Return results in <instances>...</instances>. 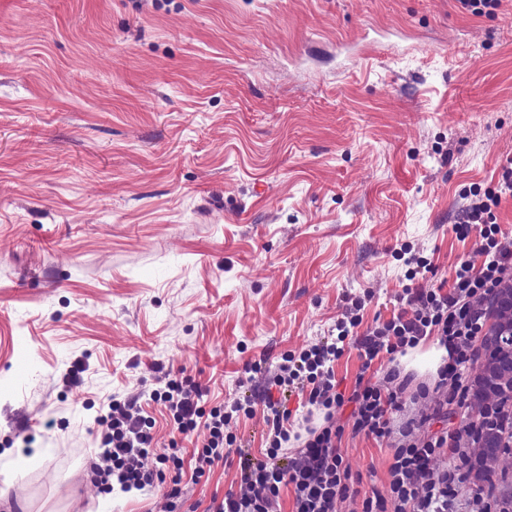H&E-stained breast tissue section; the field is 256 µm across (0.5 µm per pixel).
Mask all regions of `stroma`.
<instances>
[{
  "label": "stroma",
  "mask_w": 512,
  "mask_h": 512,
  "mask_svg": "<svg viewBox=\"0 0 512 512\" xmlns=\"http://www.w3.org/2000/svg\"><path fill=\"white\" fill-rule=\"evenodd\" d=\"M512 0H0V453L45 451L0 487L6 512H98L91 471L111 400L137 401L177 444L181 495L115 494L112 512H207L261 459L259 398L287 355L397 312L405 286L450 285L473 258L472 203L512 240ZM408 245L427 271L407 279ZM396 368L434 385L428 354ZM174 375L236 450L193 475L155 390ZM360 497L387 494L395 442L347 427Z\"/></svg>",
  "instance_id": "35a3bbf8"
}]
</instances>
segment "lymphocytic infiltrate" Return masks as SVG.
<instances>
[{"label":"lymphocytic infiltrate","mask_w":512,"mask_h":512,"mask_svg":"<svg viewBox=\"0 0 512 512\" xmlns=\"http://www.w3.org/2000/svg\"><path fill=\"white\" fill-rule=\"evenodd\" d=\"M490 213V205L483 200L467 211L462 229H477L479 246L475 259L455 267L449 292L438 287L403 288L396 299L398 311L391 318L376 320L365 329L358 316L338 320L335 336L285 357L274 379L275 392L265 393L263 398L269 441L266 456L256 462L240 461L249 491L226 493L221 501L212 502L209 512H273L281 488L288 486L294 490L296 512H336L337 500L354 492L336 446L343 429L333 420L335 409L346 405L351 408L349 423L354 432L396 440L389 469L390 495L366 498L362 512H457L451 487L459 475L455 468L435 465L448 443L447 433L414 437V430L431 418L425 411L409 418L405 427L394 428V413L406 407L403 386L389 388L359 381L345 394L338 390L333 364L349 339L368 367L380 355L406 352L434 336L447 353L438 372L437 390L454 396L465 394L464 374L473 364L471 341L484 324V303L494 288L512 278V242L503 240L498 227L489 224ZM293 391L322 413V426L307 428L302 435L288 428L292 413L285 396ZM201 396L199 387L187 388L174 379L168 380L159 394L180 433L200 426L205 429L194 469L198 476L224 460V428L245 409L243 403L236 402L206 413L200 406ZM102 422L107 429L101 453L105 464L92 470L98 488L108 489L114 480L124 490L167 481L170 498L179 496L182 464L177 453L154 448L149 426L142 416L132 414L130 404L112 401ZM292 440L299 442V449L284 455L283 446Z\"/></svg>","instance_id":"1"}]
</instances>
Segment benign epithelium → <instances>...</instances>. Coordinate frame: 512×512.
I'll return each mask as SVG.
<instances>
[{
    "label": "benign epithelium",
    "instance_id": "1",
    "mask_svg": "<svg viewBox=\"0 0 512 512\" xmlns=\"http://www.w3.org/2000/svg\"><path fill=\"white\" fill-rule=\"evenodd\" d=\"M492 306L486 326L474 344L479 359L471 373L470 385L472 401L478 406L489 404L495 397L497 386L512 380V352L495 357L487 355V352L494 350L500 335L512 327V285L498 289L492 298ZM475 447L479 451L471 461V470L474 481L478 483L490 469V462L499 457L495 429H483Z\"/></svg>",
    "mask_w": 512,
    "mask_h": 512
}]
</instances>
